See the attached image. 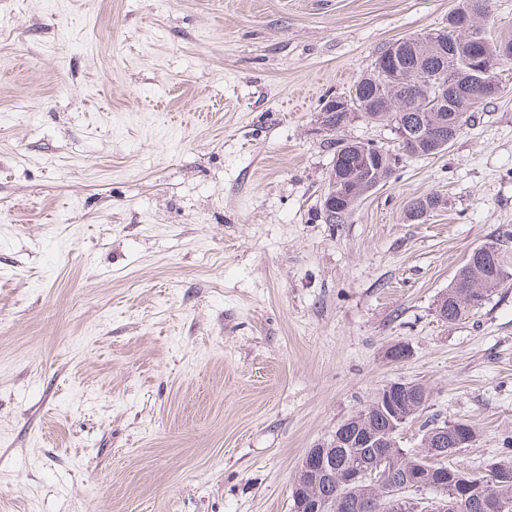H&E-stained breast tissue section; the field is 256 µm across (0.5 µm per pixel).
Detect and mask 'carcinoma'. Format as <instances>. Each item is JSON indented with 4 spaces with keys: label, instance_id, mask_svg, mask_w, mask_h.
<instances>
[{
    "label": "carcinoma",
    "instance_id": "cac0c4a2",
    "mask_svg": "<svg viewBox=\"0 0 512 512\" xmlns=\"http://www.w3.org/2000/svg\"><path fill=\"white\" fill-rule=\"evenodd\" d=\"M491 8L492 0H461V7L448 19V28L440 31V38H431L427 33L406 38L402 40L401 53L394 58L391 57V48L384 49L371 71L356 81L348 92L349 106H342L339 95L329 96L323 102L321 128L327 135L328 147L336 156L334 172L336 181L341 183V190L332 199L331 210L328 211L333 223L342 222L352 210L360 199L363 183L377 186L388 181L395 172L397 159V155L376 145L336 140L333 135L360 115L373 123L402 125L408 129L407 139L395 135L398 149L404 155L418 157L443 151L444 147L437 143L435 136L448 130L456 120L459 115L457 100L451 97L440 100L435 95L422 98L407 84V79L417 69L442 74L469 66V58L456 55V51L458 41L470 31L477 36L470 52L476 58H483L488 78H494L493 68L498 62L512 61V53L503 55L499 51L504 45L512 47V34H501L494 40L486 36L482 21L490 16ZM444 204L445 201L437 194L423 195L408 202L405 216L409 221L418 223ZM486 247L494 255L485 256L480 263L464 262L448 285V293L438 300L437 312L441 320L453 323L464 319L470 311L484 305L507 277L500 248L494 242L486 243ZM429 400L427 388L415 383L398 406V410L407 416V423L420 421L419 431L422 432L419 448L393 450L390 466L401 477H412L419 472L424 479L434 480L436 473L452 467L454 455L460 452L458 448L452 449L449 455L440 458L430 454L426 439L439 424L432 419L420 420ZM366 411L372 414L375 430L383 433L389 430L386 397L378 391L363 409L344 420L335 431L334 458L338 473L352 466L367 465L373 460L372 449L362 447L361 434L356 427L358 417ZM489 469H495L502 475V480L495 484L493 499L483 497L486 475L473 473L471 481L475 488L465 512H497L495 503L504 501L512 504V441L503 449L501 458L489 465ZM308 492L327 502L328 512H373L364 500L367 496L364 490L348 487L337 478L316 490L302 489V493ZM416 494V490L405 492V496L414 501L407 512H427L431 501L439 497V491L433 488L425 489L422 502Z\"/></svg>",
    "mask_w": 512,
    "mask_h": 512
}]
</instances>
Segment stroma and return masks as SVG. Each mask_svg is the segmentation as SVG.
Instances as JSON below:
<instances>
[{
	"mask_svg": "<svg viewBox=\"0 0 512 512\" xmlns=\"http://www.w3.org/2000/svg\"><path fill=\"white\" fill-rule=\"evenodd\" d=\"M460 3L0 0V512H290L307 451L394 381L477 429L460 466L497 459L512 62L448 150L323 209L322 99ZM492 241L507 278L441 321ZM445 204L437 194L430 193L410 200L405 212L406 218L414 223L424 221V218Z\"/></svg>",
	"mask_w": 512,
	"mask_h": 512,
	"instance_id": "obj_1",
	"label": "stroma"
}]
</instances>
